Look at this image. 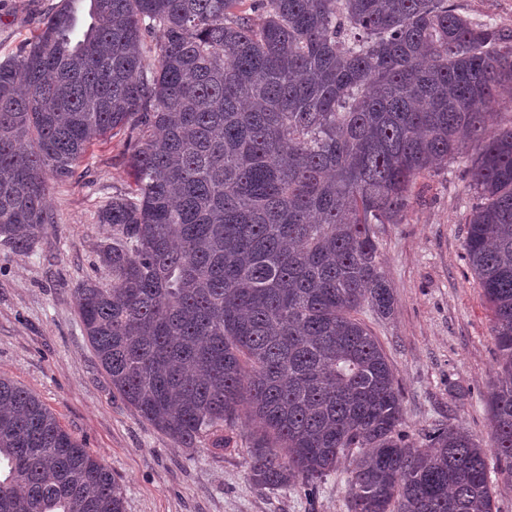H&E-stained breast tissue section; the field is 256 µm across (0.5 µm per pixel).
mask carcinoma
<instances>
[{"label":"carcinoma","instance_id":"1","mask_svg":"<svg viewBox=\"0 0 512 512\" xmlns=\"http://www.w3.org/2000/svg\"><path fill=\"white\" fill-rule=\"evenodd\" d=\"M61 0L0 61V243L54 223L50 182L109 133L134 188L97 212L112 285L75 289L83 332L136 413L184 448L259 420L250 476L313 490L347 460V512H497L512 485V28L451 0ZM465 159L469 269L498 368L484 448L402 430L388 357L357 317L394 310L377 235L417 177ZM0 512H124L110 470L38 394L0 378Z\"/></svg>","mask_w":512,"mask_h":512}]
</instances>
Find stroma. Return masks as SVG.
I'll list each match as a JSON object with an SVG mask.
<instances>
[{"mask_svg":"<svg viewBox=\"0 0 512 512\" xmlns=\"http://www.w3.org/2000/svg\"><path fill=\"white\" fill-rule=\"evenodd\" d=\"M59 0H0V61L39 32ZM126 136L91 146L73 178L52 184L55 217L32 251L0 244V377L35 391L60 425L99 458L123 487L125 512H347L345 468L313 494L254 484L247 420L227 429L229 444L185 448L140 418L112 390L81 329L74 290L86 278L106 286L96 246L110 236L96 221L113 193L129 191ZM403 223L378 234L381 272L394 311L360 314L376 336L401 392L409 441L436 427L490 439L487 389L498 351L491 310L464 252L473 198L463 163L420 176Z\"/></svg>","mask_w":512,"mask_h":512,"instance_id":"stroma-1","label":"stroma"}]
</instances>
